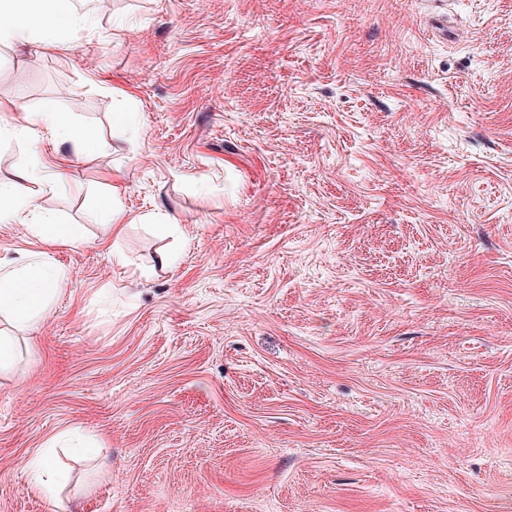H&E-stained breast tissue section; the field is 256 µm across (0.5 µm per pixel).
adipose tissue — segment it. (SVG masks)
Wrapping results in <instances>:
<instances>
[{
    "instance_id": "adipose-tissue-1",
    "label": "adipose tissue",
    "mask_w": 512,
    "mask_h": 512,
    "mask_svg": "<svg viewBox=\"0 0 512 512\" xmlns=\"http://www.w3.org/2000/svg\"><path fill=\"white\" fill-rule=\"evenodd\" d=\"M12 2L0 0L1 45L23 42L35 35L49 40L54 31L72 27L77 21L72 0H31L27 8L13 7ZM39 118L50 130L72 141L79 156L94 155V143L83 138L70 116L54 102L42 106ZM66 179L65 172H50L41 163L32 162L18 172L16 181L0 185V223L15 222L35 212L37 191L53 190ZM66 276L65 269L45 254L33 261L0 263V319L9 325L8 330L0 329V372L12 364L17 337L43 317Z\"/></svg>"
}]
</instances>
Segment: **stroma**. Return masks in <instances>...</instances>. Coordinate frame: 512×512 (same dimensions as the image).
I'll list each match as a JSON object with an SVG mask.
<instances>
[{"mask_svg":"<svg viewBox=\"0 0 512 512\" xmlns=\"http://www.w3.org/2000/svg\"><path fill=\"white\" fill-rule=\"evenodd\" d=\"M73 5L0 45V182L36 149L84 235L0 223L67 270L0 374V512H512V0ZM39 119L50 130L73 142L79 156L91 158L96 150L95 144L83 138L72 123L70 116L61 112L53 101L46 102L38 112ZM60 224H55L50 218H45L42 224H32L31 228L37 236L45 238L46 235L54 231V239L61 241L62 244H75L81 239V230L78 225H66V227L56 229ZM26 468L30 473L32 487L46 497L54 496L66 480L65 474L53 463L50 448H41L35 452Z\"/></svg>","mask_w":512,"mask_h":512,"instance_id":"obj_1","label":"stroma"}]
</instances>
